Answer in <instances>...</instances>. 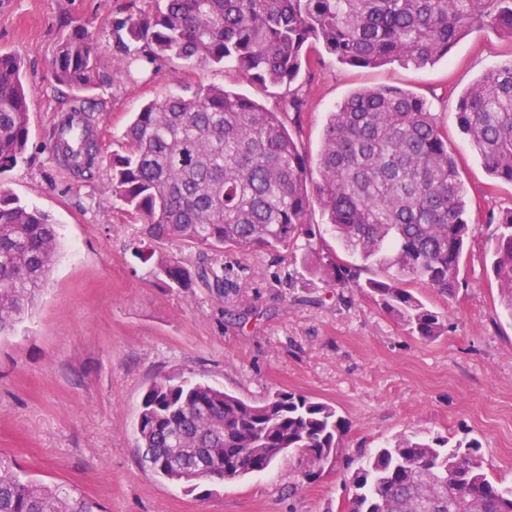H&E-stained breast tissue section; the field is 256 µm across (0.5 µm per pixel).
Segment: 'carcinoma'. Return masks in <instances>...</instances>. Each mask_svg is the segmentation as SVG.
Returning a JSON list of instances; mask_svg holds the SVG:
<instances>
[{"mask_svg":"<svg viewBox=\"0 0 512 512\" xmlns=\"http://www.w3.org/2000/svg\"><path fill=\"white\" fill-rule=\"evenodd\" d=\"M475 29L512 39V0H155L151 13L112 20L113 68L129 56L150 65H229L261 84L292 82L328 54L338 62L416 68L448 56ZM55 81L76 95L102 87L99 51L85 30L59 49ZM458 125L489 174L512 183V58L486 70L462 94ZM29 98L21 61L0 53V171L23 158ZM125 152L112 156V197L146 225L148 239L204 248H275L315 232L312 204L330 233L360 264L315 257L331 281L370 293L409 333L432 342L447 319L405 280L443 295L460 287L472 233L467 189L448 133L428 101L401 89L362 88L328 113L316 160L300 151L284 114L222 86L200 84L188 96L165 94L135 113ZM57 158L92 175L98 146L86 120L79 146ZM491 270L512 316V208L490 213ZM62 250L55 225L0 186V335L21 322ZM388 270L360 281L364 264ZM178 288L190 271L160 259ZM345 421L330 403L275 391L247 402L205 382L168 376L145 391L135 424L142 464L182 485L215 461L235 480L261 473L297 449L309 480L344 454ZM474 439L400 436L348 471L350 512H512V487L491 481ZM0 512H98L75 489L38 482L0 455Z\"/></svg>","mask_w":512,"mask_h":512,"instance_id":"1","label":"carcinoma"}]
</instances>
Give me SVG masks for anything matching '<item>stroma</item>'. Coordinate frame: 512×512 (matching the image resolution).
Instances as JSON below:
<instances>
[{
  "mask_svg": "<svg viewBox=\"0 0 512 512\" xmlns=\"http://www.w3.org/2000/svg\"><path fill=\"white\" fill-rule=\"evenodd\" d=\"M154 0H0V52L24 64L30 133L25 155L0 186L58 224L64 251L34 308L0 338V454L48 485L76 488L102 512H347L342 467L304 476L287 452L265 472L198 481L159 480L140 464L134 424L148 386L181 375L258 402L277 390L333 404L346 423L348 460L400 435L473 438L488 477L512 486V318L485 258L487 223L476 224L460 266L466 286L448 297L412 292L448 319L425 343L356 288L332 284L304 249L204 250L153 242L156 256L206 267L223 292L169 287L134 244L146 227L111 197L110 161L134 112L169 92L220 85L272 112L305 100L299 141L317 155L326 114L352 91L393 86L425 98L448 131L473 212L512 207V183L493 179L461 132L456 105L488 68L512 57V40L485 30L423 68L359 69L325 58L289 85H262L228 66L191 71L179 61L112 71L113 17L148 12ZM93 34L108 80L90 114L100 154L85 180L57 162L51 134L74 96L51 62L78 29Z\"/></svg>",
  "mask_w": 512,
  "mask_h": 512,
  "instance_id": "stroma-1",
  "label": "stroma"
}]
</instances>
